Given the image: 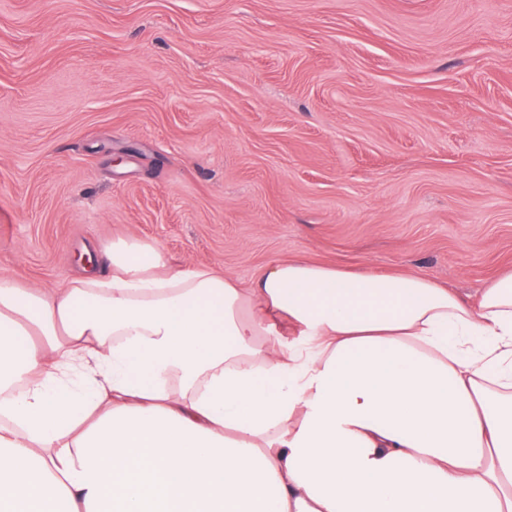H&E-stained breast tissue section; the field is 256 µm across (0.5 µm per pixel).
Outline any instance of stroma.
I'll return each mask as SVG.
<instances>
[{
  "label": "stroma",
  "mask_w": 512,
  "mask_h": 512,
  "mask_svg": "<svg viewBox=\"0 0 512 512\" xmlns=\"http://www.w3.org/2000/svg\"><path fill=\"white\" fill-rule=\"evenodd\" d=\"M118 239L476 295L512 271V0H0V276Z\"/></svg>",
  "instance_id": "35a3bbf8"
}]
</instances>
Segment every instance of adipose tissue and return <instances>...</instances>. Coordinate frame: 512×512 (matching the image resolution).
<instances>
[{
    "mask_svg": "<svg viewBox=\"0 0 512 512\" xmlns=\"http://www.w3.org/2000/svg\"><path fill=\"white\" fill-rule=\"evenodd\" d=\"M100 251L0 276V512H512V273Z\"/></svg>",
    "mask_w": 512,
    "mask_h": 512,
    "instance_id": "adipose-tissue-1",
    "label": "adipose tissue"
}]
</instances>
